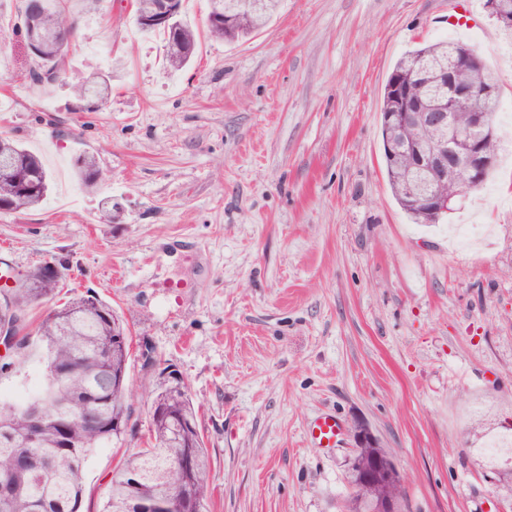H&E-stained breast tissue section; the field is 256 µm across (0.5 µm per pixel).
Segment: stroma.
Segmentation results:
<instances>
[{
    "instance_id": "obj_1",
    "label": "stroma",
    "mask_w": 512,
    "mask_h": 512,
    "mask_svg": "<svg viewBox=\"0 0 512 512\" xmlns=\"http://www.w3.org/2000/svg\"><path fill=\"white\" fill-rule=\"evenodd\" d=\"M24 0H0V136L41 157L38 210L0 213V261L23 278L61 262L60 300L94 293L133 339V431L84 468L81 512H99L113 467L142 448L158 373L172 364L198 407L207 512H343L352 431L363 423L404 473V512H512V487L477 456L512 429V172L496 165L439 223H413L383 162L381 106L397 60L452 38L473 47L512 105L511 41L485 0H283L249 38L208 35L191 64L130 0H68L78 22L63 85L37 86L11 38ZM112 94L85 112L89 72ZM95 154L96 191L72 161ZM112 199L104 216L100 201ZM481 224L472 252L451 241ZM0 376V403L43 379L36 352ZM330 411L345 433L312 446ZM342 435V422L331 413L318 414L307 426V436L318 448H335Z\"/></svg>"
}]
</instances>
